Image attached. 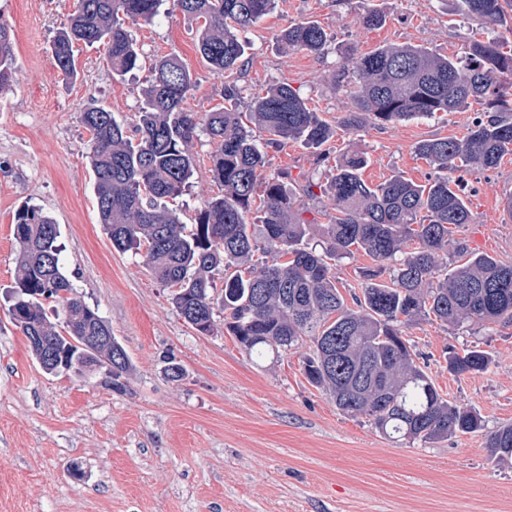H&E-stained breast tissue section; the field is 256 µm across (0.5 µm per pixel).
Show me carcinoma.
Wrapping results in <instances>:
<instances>
[{
    "mask_svg": "<svg viewBox=\"0 0 512 512\" xmlns=\"http://www.w3.org/2000/svg\"><path fill=\"white\" fill-rule=\"evenodd\" d=\"M166 0H76L68 26L52 45L57 67L77 75L75 47L103 43L112 74L124 77L142 67L141 52L120 17L149 22ZM460 12L496 35L472 39L466 60L442 56L411 44L380 46L352 56L338 67L351 109L332 125L308 107L297 89L282 82L251 98L239 112L241 91L224 88L226 106L188 112L183 102L194 90L190 70L178 55L154 60L143 103L135 116L137 141L103 107L80 114L91 133V168L101 224L122 251L145 250V264L162 284L176 288L173 303L201 333L212 330L224 313L228 333L248 352L276 356L299 348L308 382L330 395L336 407L362 416L379 432L413 443L443 440L484 428L472 409L448 401L419 365V355L402 327L432 316L451 326L512 323V264L475 253L448 268L452 229L471 223V211L456 173L498 167L512 153V0H457ZM173 7L204 25L201 56L222 75L239 66L245 44L237 31L272 12L276 0H172ZM288 49L318 54L327 33L315 21L288 26L277 36ZM14 32L0 21V90L13 74ZM471 99L487 107L461 138L440 137L416 147L436 170L419 184L393 176L377 185L362 178L365 151L351 148L336 160V174L323 189L334 211L331 222L304 217L303 197L314 198L307 179L295 192L282 172L262 182L267 148L288 141L320 148L342 127L356 131L368 122L393 124L436 112H458ZM214 144L213 179L222 194L207 200L191 228L169 203L186 190L196 161L191 144L199 129ZM259 135H254V132ZM13 237L19 246L18 277L10 316L27 323L24 336L46 337L58 364L46 365L41 347L30 343L41 368L58 373L104 356L85 346L88 330L108 327L74 296L59 264L58 225L36 206L15 215ZM265 247L280 261L257 268L253 254ZM362 250L372 265L360 269L361 294L348 306L336 285L330 261ZM224 289L215 296V275ZM70 308L60 324L50 322L43 302ZM491 359L483 350L451 352L448 369L456 374L485 372ZM131 360L112 340V385L129 373ZM491 456L512 459V425L491 432Z\"/></svg>",
    "mask_w": 512,
    "mask_h": 512,
    "instance_id": "carcinoma-1",
    "label": "carcinoma"
}]
</instances>
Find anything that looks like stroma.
<instances>
[{
	"label": "stroma",
	"mask_w": 512,
	"mask_h": 512,
	"mask_svg": "<svg viewBox=\"0 0 512 512\" xmlns=\"http://www.w3.org/2000/svg\"><path fill=\"white\" fill-rule=\"evenodd\" d=\"M75 0H0L14 31L15 74L0 91V512H512V461L491 458L489 432L512 423V325L452 328L419 318L404 334L444 395L479 413L482 431L410 444L338 410L301 370L302 350L278 358L246 353L216 315L200 333L176 309L142 255L114 249L99 222L89 164L91 134L79 116L97 105L132 125L153 60L177 53L196 88L185 108L205 113L224 103L226 84L244 98L290 83L328 122L349 111L337 86L339 64L385 44H415L464 57L471 37L485 39L456 10V0H280L240 31L241 65L216 74L197 50L198 24L178 9L129 29L143 56L140 70L116 78L104 44L77 47V77L60 71L52 42ZM377 9L385 22L366 29ZM313 20L328 34L321 53L283 48L278 33ZM481 102L385 126L338 131L323 150L288 142L269 152L265 176L327 184L336 159L358 147L369 156L363 179L394 175L426 183L432 167L418 158L423 140L462 137L484 113ZM214 145L199 133L196 170L175 206L192 224L204 199L219 193L210 171ZM472 221L455 241L467 251L512 263V154L488 171L463 173ZM34 205L59 227L60 266L74 292L97 309L126 350L131 372L122 390L104 372L46 373L9 314L15 285L16 211ZM480 348L486 372L455 375L449 352ZM183 368L170 380L169 361Z\"/></svg>",
	"instance_id": "stroma-1"
}]
</instances>
